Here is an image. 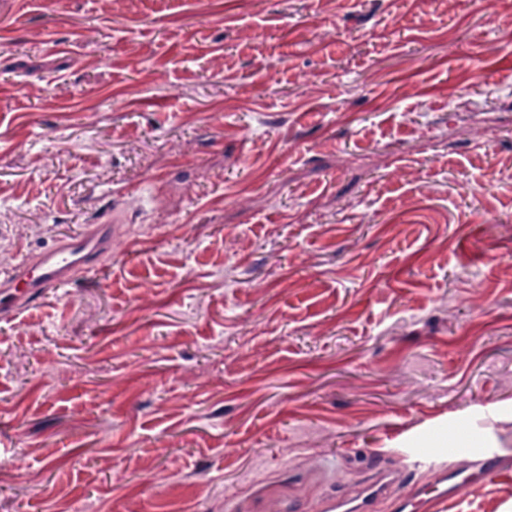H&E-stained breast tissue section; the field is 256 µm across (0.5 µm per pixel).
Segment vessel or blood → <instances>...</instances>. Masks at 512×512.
I'll return each instance as SVG.
<instances>
[{
	"instance_id": "vessel-or-blood-1",
	"label": "vessel or blood",
	"mask_w": 512,
	"mask_h": 512,
	"mask_svg": "<svg viewBox=\"0 0 512 512\" xmlns=\"http://www.w3.org/2000/svg\"><path fill=\"white\" fill-rule=\"evenodd\" d=\"M112 253V232L107 224H85L73 234L57 239L55 245L25 254L17 264L0 271V320L14 318L46 294L86 279ZM457 465L439 464V450L413 447L409 459L429 473L427 484L416 487L411 497L394 496L399 471L376 470L352 495L327 500L324 512H445L449 501L471 487L494 480L512 471V462L488 448H455Z\"/></svg>"
}]
</instances>
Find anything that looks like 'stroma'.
Listing matches in <instances>:
<instances>
[{
    "instance_id": "1",
    "label": "stroma",
    "mask_w": 512,
    "mask_h": 512,
    "mask_svg": "<svg viewBox=\"0 0 512 512\" xmlns=\"http://www.w3.org/2000/svg\"><path fill=\"white\" fill-rule=\"evenodd\" d=\"M0 512H320L512 459V0H0ZM447 512H512V472ZM111 254L110 224H83L52 247L23 254L13 267L0 271V320L14 318L51 290L86 279ZM458 431L448 439L439 434L420 435L415 442H423L426 448H408L407 457L423 466L429 473L427 484L417 486L411 497H394L393 491L400 480V472L378 469L353 495H341L327 500L325 512H378L386 505L392 512H444L448 502L471 487L498 478L510 472V462L497 452L479 431L469 430L468 438H474L477 446H457L463 439ZM450 448L453 457H461L459 464L447 467L438 463L440 449ZM464 447V448H456Z\"/></svg>"
}]
</instances>
